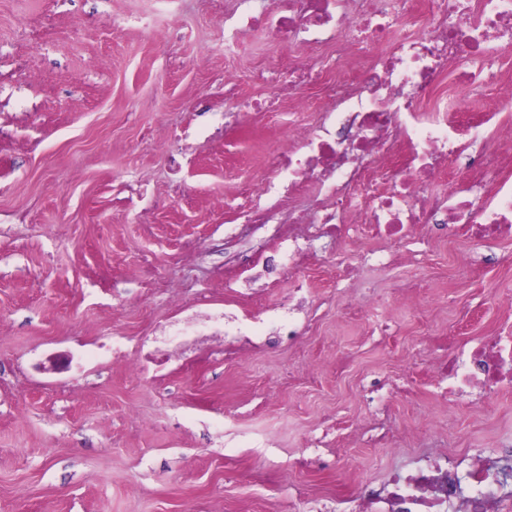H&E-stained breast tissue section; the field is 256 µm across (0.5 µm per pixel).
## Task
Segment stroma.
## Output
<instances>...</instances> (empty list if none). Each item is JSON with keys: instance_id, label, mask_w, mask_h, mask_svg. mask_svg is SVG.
<instances>
[{"instance_id": "1", "label": "stroma", "mask_w": 512, "mask_h": 512, "mask_svg": "<svg viewBox=\"0 0 512 512\" xmlns=\"http://www.w3.org/2000/svg\"><path fill=\"white\" fill-rule=\"evenodd\" d=\"M221 0H0V512H336V497L411 466L436 442L448 455L494 450L512 435V387L476 391L452 409L414 378L391 396L398 447L341 440L376 385L436 351L397 302L400 269L362 273L396 321L363 340L344 298L308 321L292 295L275 225L244 230L225 197H245L268 169L263 144L288 130L265 112L250 131L224 110V72L257 96L253 68L277 73L288 51L245 36L224 55ZM153 237L141 220L154 198ZM198 250L183 258V240ZM297 261L314 298L329 295L336 243L310 237ZM190 279L200 307L239 323L228 360L203 344L183 364L132 375L102 356L160 344L188 308L133 275ZM440 344L512 325V236L484 251L438 241L414 273ZM356 357L338 376L322 363ZM72 357L59 371L54 356ZM296 464L293 479L282 473Z\"/></svg>"}]
</instances>
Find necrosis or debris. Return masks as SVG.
Instances as JSON below:
<instances>
[{
    "label": "necrosis or debris",
    "mask_w": 512,
    "mask_h": 512,
    "mask_svg": "<svg viewBox=\"0 0 512 512\" xmlns=\"http://www.w3.org/2000/svg\"><path fill=\"white\" fill-rule=\"evenodd\" d=\"M247 33L288 49L273 94L288 134L241 207L245 223L277 224L281 243L309 231L335 239L339 283L390 266L380 240L397 245L409 275L429 260L431 229L479 244L512 234V124L497 120L512 102V65L498 54L512 42V0H225V53ZM464 89L478 91L481 116L465 113ZM462 173L469 188L454 186ZM226 335L223 316L194 313L164 347L124 358L141 372ZM433 373L452 401L512 386V334L450 342ZM447 460L437 446L407 474L361 482L354 512H512L501 492L512 441L462 468Z\"/></svg>",
    "instance_id": "necrosis-or-debris-1"
}]
</instances>
